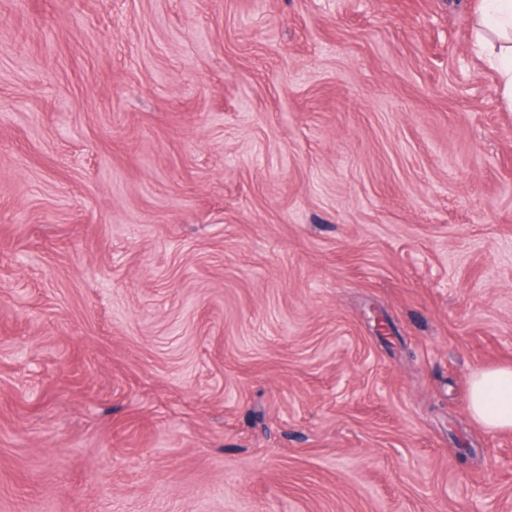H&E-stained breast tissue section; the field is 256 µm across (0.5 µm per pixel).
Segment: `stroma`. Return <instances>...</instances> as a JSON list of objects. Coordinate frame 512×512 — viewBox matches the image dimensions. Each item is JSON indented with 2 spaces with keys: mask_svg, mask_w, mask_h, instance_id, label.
<instances>
[{
  "mask_svg": "<svg viewBox=\"0 0 512 512\" xmlns=\"http://www.w3.org/2000/svg\"><path fill=\"white\" fill-rule=\"evenodd\" d=\"M479 6L0 0V512H512ZM467 409L489 431L512 430V366L474 373L469 382Z\"/></svg>",
  "mask_w": 512,
  "mask_h": 512,
  "instance_id": "35a3bbf8",
  "label": "stroma"
}]
</instances>
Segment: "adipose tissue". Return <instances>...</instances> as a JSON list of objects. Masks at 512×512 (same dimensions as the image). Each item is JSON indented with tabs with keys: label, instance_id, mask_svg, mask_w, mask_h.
Returning a JSON list of instances; mask_svg holds the SVG:
<instances>
[{
	"label": "adipose tissue",
	"instance_id": "obj_1",
	"mask_svg": "<svg viewBox=\"0 0 512 512\" xmlns=\"http://www.w3.org/2000/svg\"><path fill=\"white\" fill-rule=\"evenodd\" d=\"M479 26L475 48L496 68L503 96L512 104V0H482ZM467 409L487 430H512V366L474 373Z\"/></svg>",
	"mask_w": 512,
	"mask_h": 512
}]
</instances>
